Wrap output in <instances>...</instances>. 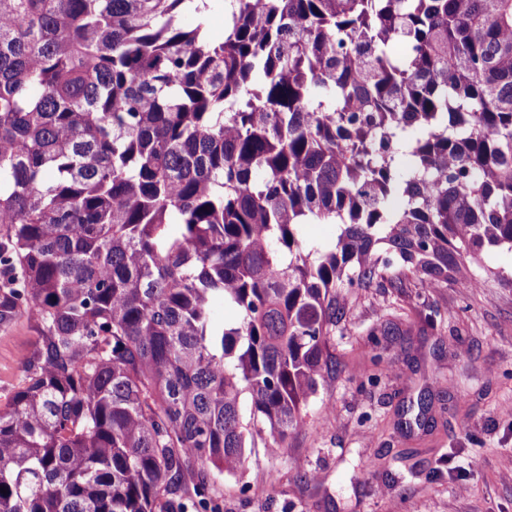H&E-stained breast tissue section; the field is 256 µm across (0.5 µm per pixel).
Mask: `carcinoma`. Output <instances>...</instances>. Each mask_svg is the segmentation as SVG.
<instances>
[{"label": "carcinoma", "mask_w": 512, "mask_h": 512, "mask_svg": "<svg viewBox=\"0 0 512 512\" xmlns=\"http://www.w3.org/2000/svg\"><path fill=\"white\" fill-rule=\"evenodd\" d=\"M212 2L0 0V512H208L360 289L512 248V0ZM35 320L22 314L6 331L0 330V395L12 392L20 382V366L28 356L35 335Z\"/></svg>", "instance_id": "carcinoma-1"}]
</instances>
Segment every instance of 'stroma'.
Listing matches in <instances>:
<instances>
[{
  "instance_id": "obj_1",
  "label": "stroma",
  "mask_w": 512,
  "mask_h": 512,
  "mask_svg": "<svg viewBox=\"0 0 512 512\" xmlns=\"http://www.w3.org/2000/svg\"><path fill=\"white\" fill-rule=\"evenodd\" d=\"M473 274L472 288L363 291L330 339L336 371L305 424L280 454L248 449L221 479L216 512H512V250L485 253ZM34 328L24 314L0 330L2 396L20 382ZM422 395L433 431L397 430Z\"/></svg>"
}]
</instances>
